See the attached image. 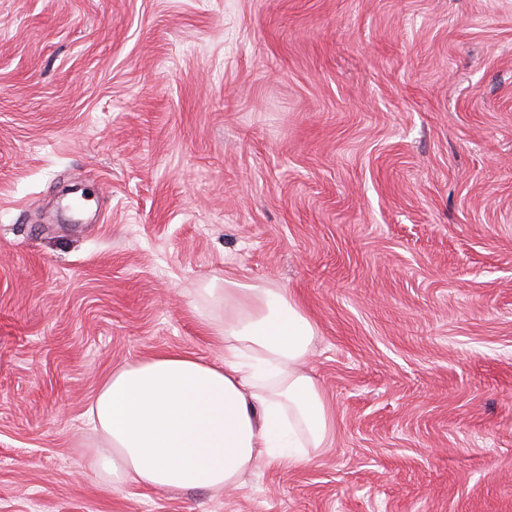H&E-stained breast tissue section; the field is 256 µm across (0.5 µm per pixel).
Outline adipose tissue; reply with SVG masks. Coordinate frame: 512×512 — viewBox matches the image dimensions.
<instances>
[{"instance_id": "ef3b65f1", "label": "adipose tissue", "mask_w": 512, "mask_h": 512, "mask_svg": "<svg viewBox=\"0 0 512 512\" xmlns=\"http://www.w3.org/2000/svg\"><path fill=\"white\" fill-rule=\"evenodd\" d=\"M205 302L200 321L223 342V362L162 352L118 367L87 410L112 489L224 491L261 461L308 463L333 434L332 411L303 370L316 329L299 303L229 279Z\"/></svg>"}]
</instances>
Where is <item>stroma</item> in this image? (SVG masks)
I'll list each match as a JSON object with an SVG mask.
<instances>
[{
  "label": "stroma",
  "instance_id": "1",
  "mask_svg": "<svg viewBox=\"0 0 512 512\" xmlns=\"http://www.w3.org/2000/svg\"><path fill=\"white\" fill-rule=\"evenodd\" d=\"M228 279L330 446L112 492L100 381ZM0 512H512V0H0Z\"/></svg>",
  "mask_w": 512,
  "mask_h": 512
}]
</instances>
